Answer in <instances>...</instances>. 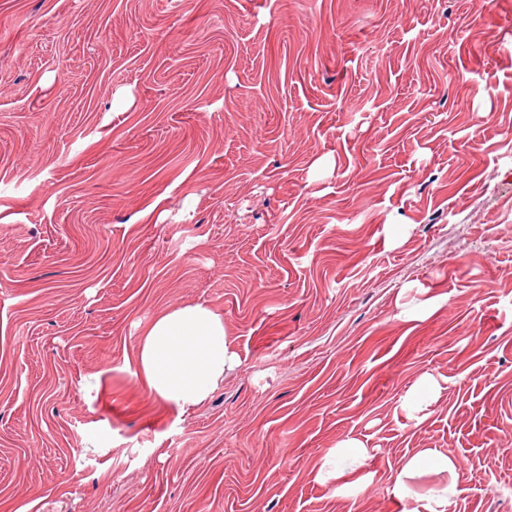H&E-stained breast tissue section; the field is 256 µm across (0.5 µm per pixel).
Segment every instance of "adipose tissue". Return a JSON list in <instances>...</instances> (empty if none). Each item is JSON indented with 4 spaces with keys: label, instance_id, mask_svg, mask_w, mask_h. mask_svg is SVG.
Wrapping results in <instances>:
<instances>
[{
    "label": "adipose tissue",
    "instance_id": "ef3b65f1",
    "mask_svg": "<svg viewBox=\"0 0 512 512\" xmlns=\"http://www.w3.org/2000/svg\"><path fill=\"white\" fill-rule=\"evenodd\" d=\"M137 364L153 393L186 409L203 404L238 366L239 357L223 318L199 302L159 314L144 333ZM369 454L360 440L344 439L322 460L316 479L323 484L336 482L337 493H346L350 489L346 476L356 473Z\"/></svg>",
    "mask_w": 512,
    "mask_h": 512
}]
</instances>
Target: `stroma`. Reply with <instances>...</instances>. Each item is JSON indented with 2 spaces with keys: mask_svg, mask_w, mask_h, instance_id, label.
Returning a JSON list of instances; mask_svg holds the SVG:
<instances>
[{
  "mask_svg": "<svg viewBox=\"0 0 512 512\" xmlns=\"http://www.w3.org/2000/svg\"><path fill=\"white\" fill-rule=\"evenodd\" d=\"M193 302L240 364L184 410L136 352ZM423 448L456 471L399 484ZM449 485L512 512V0H0V512ZM440 390L435 377L423 374L408 391L402 404L403 410L409 418L421 423L429 416L428 409L438 399ZM372 448L358 439L346 438L340 441L332 454L326 456L320 463L316 480L326 484L336 480V494L346 495L350 489H358L364 482L365 477H359L352 483H342L347 475L355 474L363 461L370 457Z\"/></svg>",
  "mask_w": 512,
  "mask_h": 512,
  "instance_id": "35a3bbf8",
  "label": "stroma"
}]
</instances>
